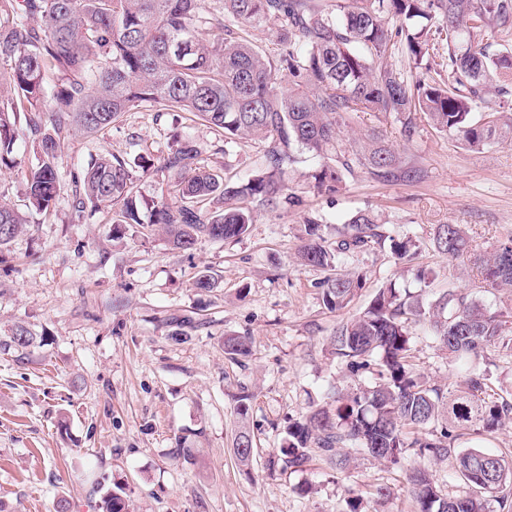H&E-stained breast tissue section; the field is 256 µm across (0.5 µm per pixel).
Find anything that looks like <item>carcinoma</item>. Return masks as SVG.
I'll use <instances>...</instances> for the list:
<instances>
[{
    "label": "carcinoma",
    "instance_id": "1",
    "mask_svg": "<svg viewBox=\"0 0 512 512\" xmlns=\"http://www.w3.org/2000/svg\"><path fill=\"white\" fill-rule=\"evenodd\" d=\"M0 0V170L16 166L18 119L36 143L37 163L27 176L28 214H47L61 183V139L75 129L93 137L133 110L190 112L222 130L224 145L239 138L265 141L264 162L243 180L198 165L193 140L182 135L163 168L178 174L177 204L144 210L134 191L130 162L99 155L85 167L73 205L79 212L112 207V223L157 224L169 244L191 251L202 239L244 237L255 210L299 204L288 174L298 155L315 160L307 178L333 197L345 174L359 169L389 181L411 170L389 140L372 134L346 149L341 129L351 112L395 115L409 140L420 115L435 130L474 152L512 141V0ZM275 26L280 52L266 54L241 33ZM217 38L210 39L213 29ZM501 44L492 48L489 33ZM406 52L418 70L411 80L392 62ZM439 55L445 69L419 71ZM57 75L48 86L46 72ZM483 112L484 118L476 117ZM27 214L0 203V248L27 223ZM436 251L474 267L481 287L512 288V237L485 250L472 244L464 224H437ZM389 246L403 262L415 254L410 237L386 234L375 214L359 210L331 242L320 220L304 224L300 264L335 271L373 245ZM331 310L348 306L363 275L338 274L323 284ZM429 327L439 348L466 367L456 389L428 386L413 371V328ZM36 337L23 325L0 348L27 349ZM493 344L512 349V308H494L450 291L430 303L420 294L379 288L359 315L336 328V357L368 383L336 391L326 406L289 423L283 467L299 469L316 448L333 456L343 448L398 465L409 454L454 456L458 476L473 488L442 493L426 467L407 477L417 512H495L512 495V452L459 450L463 432L488 436L512 423V402L489 393L486 374L469 369ZM240 336L224 337V353L246 356ZM253 438H235L234 453L249 465ZM98 512H129L109 491Z\"/></svg>",
    "mask_w": 512,
    "mask_h": 512
}]
</instances>
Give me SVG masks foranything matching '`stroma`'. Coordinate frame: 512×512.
Returning a JSON list of instances; mask_svg holds the SVG:
<instances>
[{
	"instance_id": "1",
	"label": "stroma",
	"mask_w": 512,
	"mask_h": 512,
	"mask_svg": "<svg viewBox=\"0 0 512 512\" xmlns=\"http://www.w3.org/2000/svg\"><path fill=\"white\" fill-rule=\"evenodd\" d=\"M184 131L199 163L226 176L246 177L263 160L264 142L242 140L225 151L222 134L187 114L125 113L98 137L65 139L55 208L0 252V342L18 324L38 338L26 351L0 353V512H53L62 497L70 512H97L117 488L130 512H345L354 496L363 512H416L406 482L415 457L392 466L359 454L339 470L315 452L294 471L280 461L285 428L335 390L366 383L336 358L332 339L383 283L430 300L450 289L479 293L476 272L438 254L432 233L438 224H463L482 248L512 236V143L475 153L423 120L408 142L394 116L355 112L345 136L383 134L414 179L382 182L358 170L329 199L311 189L314 163L306 159L288 179L300 207L256 211L243 238L204 239L189 254L157 227L112 224L104 209L79 216L74 185L103 152L148 161L136 174L137 195L172 201L163 157ZM14 156L18 167L0 172V202L20 207L36 163L27 129ZM361 209L389 234L413 236L418 250L402 263L385 248L354 255L344 270L365 274L366 284L346 309L331 311L319 287L325 271L299 265L294 254L307 218L323 217L332 239ZM421 267L435 274L426 288L415 277ZM204 270L216 282L208 292L195 286ZM230 334L249 337V356L225 354ZM412 349L416 373L455 388L458 370L426 327H416ZM473 367L512 399L511 350L489 347ZM243 426L254 438L247 467L234 454ZM380 486L391 489L383 501L374 495Z\"/></svg>"
}]
</instances>
